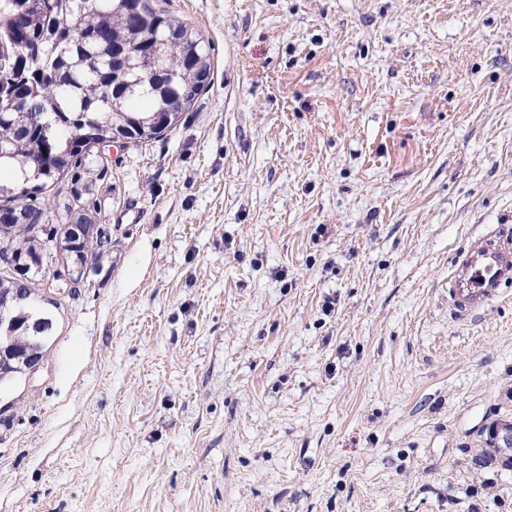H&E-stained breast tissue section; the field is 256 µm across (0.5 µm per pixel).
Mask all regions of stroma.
Wrapping results in <instances>:
<instances>
[{
    "label": "stroma",
    "instance_id": "1",
    "mask_svg": "<svg viewBox=\"0 0 512 512\" xmlns=\"http://www.w3.org/2000/svg\"><path fill=\"white\" fill-rule=\"evenodd\" d=\"M209 50L177 127L77 168L112 248L33 286L0 386V512H512V0H150ZM512 283V242L496 233L471 239L454 257L448 298L455 313L484 309L503 285ZM0 272V294L3 288H10L8 301L6 302L13 311V315L20 321V326L14 334L17 336V350L20 354H26L29 350L40 351L43 354V339L41 333H31L29 328V321L35 315L32 311L28 310L25 306H14V300L11 298L13 291L17 289L20 295L31 294L30 289L26 284L15 278L6 277ZM7 310V306L0 307V383L3 380L10 379L18 373L27 375H34L42 365V358L40 355L32 353L26 357L17 355L14 351L13 333L16 327L15 317ZM26 325L28 328H26ZM508 425L494 427L490 430V434L495 438L494 442L504 461H512V427L510 428ZM494 442L493 440H490V443H487L488 446L491 447L488 452V455L491 458L497 457V450Z\"/></svg>",
    "mask_w": 512,
    "mask_h": 512
}]
</instances>
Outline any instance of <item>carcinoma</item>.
<instances>
[{
	"instance_id": "1",
	"label": "carcinoma",
	"mask_w": 512,
	"mask_h": 512,
	"mask_svg": "<svg viewBox=\"0 0 512 512\" xmlns=\"http://www.w3.org/2000/svg\"><path fill=\"white\" fill-rule=\"evenodd\" d=\"M125 43L137 52L113 57ZM209 52L190 25L154 10L147 0H0V210L25 207L28 219L0 227V268L38 249L46 230L30 219L66 223L71 206L52 212L33 204L47 183L70 168L93 166V138L114 129L145 127L174 103H192L211 79ZM98 240L89 233L63 236L59 258L97 261ZM20 321L17 350L43 351V336L26 328L34 313L14 306Z\"/></svg>"
}]
</instances>
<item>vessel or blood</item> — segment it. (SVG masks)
<instances>
[{
  "label": "vessel or blood",
  "instance_id": "b4317fda",
  "mask_svg": "<svg viewBox=\"0 0 512 512\" xmlns=\"http://www.w3.org/2000/svg\"><path fill=\"white\" fill-rule=\"evenodd\" d=\"M512 283V240L490 233L470 240L454 257L448 298L467 315L484 309L503 285Z\"/></svg>",
  "mask_w": 512,
  "mask_h": 512
}]
</instances>
